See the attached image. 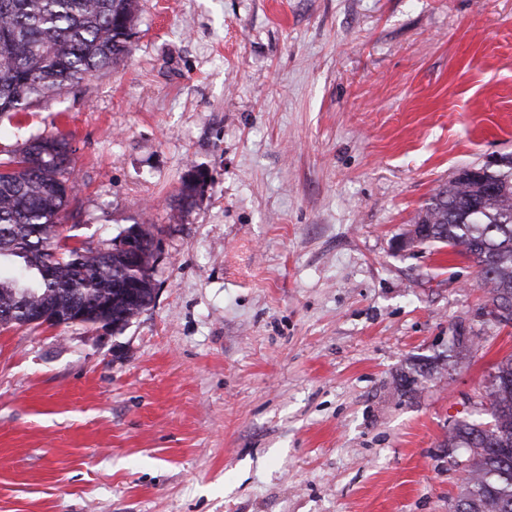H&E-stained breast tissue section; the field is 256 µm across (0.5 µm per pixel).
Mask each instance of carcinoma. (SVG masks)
Returning a JSON list of instances; mask_svg holds the SVG:
<instances>
[{"label":"carcinoma","instance_id":"obj_1","mask_svg":"<svg viewBox=\"0 0 512 512\" xmlns=\"http://www.w3.org/2000/svg\"><path fill=\"white\" fill-rule=\"evenodd\" d=\"M138 0H0V115L26 112L122 62L131 52ZM75 160L61 132L24 142L0 161V328L108 320L120 330L148 309L152 266L130 267L113 246L93 248L66 234L75 217ZM183 180L175 209L195 204ZM411 241L449 247L472 260L499 323H512V159L485 183L462 171L436 188L414 218ZM492 421L461 420L448 447L468 458L454 512H512V355L500 361L488 388Z\"/></svg>","mask_w":512,"mask_h":512}]
</instances>
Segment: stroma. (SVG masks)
<instances>
[{
  "label": "stroma",
  "instance_id": "1",
  "mask_svg": "<svg viewBox=\"0 0 512 512\" xmlns=\"http://www.w3.org/2000/svg\"><path fill=\"white\" fill-rule=\"evenodd\" d=\"M134 31L0 117L2 160L67 134L78 241L160 248L122 331L0 330V512H453L512 325L406 235L512 154V0H139ZM118 246L126 252L132 262L146 259L148 255H150L152 263L157 259L155 237L143 236L138 227L129 232L123 242H119Z\"/></svg>",
  "mask_w": 512,
  "mask_h": 512
}]
</instances>
